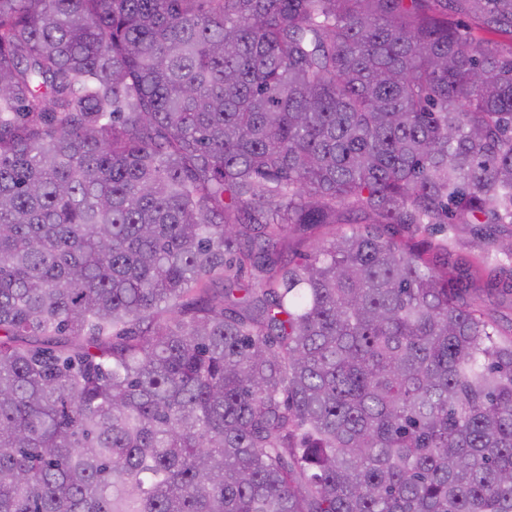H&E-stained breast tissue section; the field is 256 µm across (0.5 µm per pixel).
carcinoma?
Returning <instances> with one entry per match:
<instances>
[{
	"label": "carcinoma",
	"mask_w": 512,
	"mask_h": 512,
	"mask_svg": "<svg viewBox=\"0 0 512 512\" xmlns=\"http://www.w3.org/2000/svg\"><path fill=\"white\" fill-rule=\"evenodd\" d=\"M450 16L512 37L0 0V512H512V49ZM457 225L469 261L409 242ZM485 310L508 332L512 328V299L507 294H481Z\"/></svg>",
	"instance_id": "carcinoma-1"
}]
</instances>
